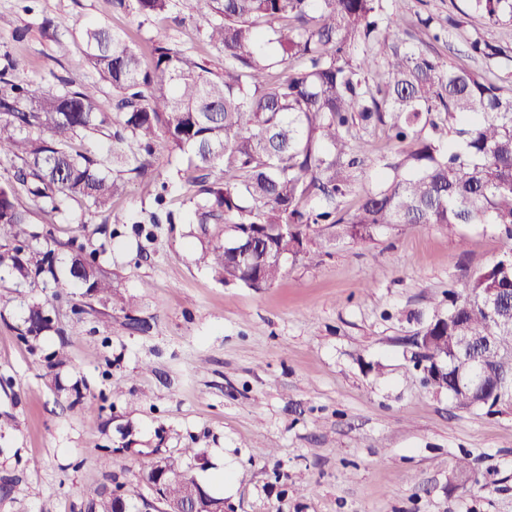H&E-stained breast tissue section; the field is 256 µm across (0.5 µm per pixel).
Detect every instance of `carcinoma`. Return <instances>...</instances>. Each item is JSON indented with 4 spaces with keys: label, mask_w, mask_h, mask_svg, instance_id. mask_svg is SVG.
Masks as SVG:
<instances>
[{
    "label": "carcinoma",
    "mask_w": 512,
    "mask_h": 512,
    "mask_svg": "<svg viewBox=\"0 0 512 512\" xmlns=\"http://www.w3.org/2000/svg\"><path fill=\"white\" fill-rule=\"evenodd\" d=\"M409 0H112L144 17L180 7L219 50L207 65L164 41L150 61L121 34L98 22L80 33L82 61L112 86V112L99 85L44 90L0 84V159L14 163L0 182V236L16 242L0 265L23 280L52 279L55 294L76 286L113 299L93 254H77L60 278L53 251L33 244L29 212L16 204L22 186L59 213L83 199L97 209L130 179L151 169L155 142L186 156L199 187V224L224 225V245L200 262L220 281L266 288L283 262L328 239L365 240L392 224H495L505 249L491 266L465 275L466 294L450 297L415 332L418 349L453 355L456 336H475L472 359L485 372L489 406L512 404V295L490 315L491 288L512 289V42L490 41L477 25L512 27V0H465L446 19L416 15L417 32L401 29ZM455 33L474 71L443 62L424 47ZM112 127L105 157L72 149L78 136ZM381 131L393 153L375 155ZM375 186L357 189L369 169ZM27 332L48 326L41 305L28 308ZM158 493L180 499L191 481L176 462L157 460L145 473ZM88 512H113L106 488L87 491Z\"/></svg>",
    "instance_id": "cac0c4a2"
}]
</instances>
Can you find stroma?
<instances>
[{
  "mask_svg": "<svg viewBox=\"0 0 512 512\" xmlns=\"http://www.w3.org/2000/svg\"><path fill=\"white\" fill-rule=\"evenodd\" d=\"M91 21L143 49L162 39L219 59L190 22L147 21L112 0H0V68L11 55L26 62L8 74L17 83L94 81L77 40ZM190 174L157 144L171 224L142 223L157 205L135 180L106 214L73 200L50 215L18 189L60 274L88 244L118 298L58 297L0 268V481L13 482L0 512H87L86 490L117 485L128 512H157L143 475L160 457L226 512H512V408H456L410 345L419 319L499 259V228L396 224L288 259L254 289L199 263L224 227L197 224ZM33 303L50 320L34 341ZM60 348L66 363L50 366ZM462 456L468 482L454 477Z\"/></svg>",
  "mask_w": 512,
  "mask_h": 512,
  "instance_id": "1",
  "label": "stroma"
}]
</instances>
